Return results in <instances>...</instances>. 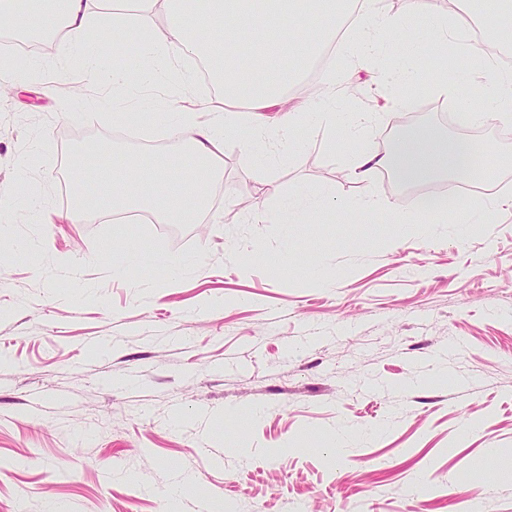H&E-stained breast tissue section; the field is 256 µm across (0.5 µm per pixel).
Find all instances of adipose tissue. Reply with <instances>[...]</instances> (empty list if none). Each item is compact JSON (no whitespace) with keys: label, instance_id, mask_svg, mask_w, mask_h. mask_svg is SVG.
<instances>
[{"label":"adipose tissue","instance_id":"1","mask_svg":"<svg viewBox=\"0 0 512 512\" xmlns=\"http://www.w3.org/2000/svg\"><path fill=\"white\" fill-rule=\"evenodd\" d=\"M59 9L46 7L45 0H32L33 7L23 18H16L14 0H0V18H13L19 29L31 32L61 30L63 52L82 58L92 81L133 86L140 84L143 68L111 65L104 55L92 54L88 37L104 18L112 20V38L122 41L130 22L120 8L106 10V0H58ZM144 14L163 7L168 18V34L148 36L140 48L144 59L165 57H204L209 61L213 78L224 89L228 110L220 111L217 121L201 124L196 120L198 104H181L164 112V122L172 137H187L188 157L178 163L155 162L151 169L152 189H144L143 166L128 158L118 171L100 174V201L97 209L76 208V216L94 222L103 212L136 215L149 212L161 224H196L210 208L208 187L222 181L224 169L216 157L226 133L242 126L241 111L280 112L293 120L297 111L289 107L278 68L281 59L303 63L316 58L325 49L316 20L336 18L337 0H205L204 11L195 12L186 0H139ZM359 28H373L390 38L397 58L413 61L424 43L447 46L458 43L461 50L482 57L481 49L461 41L449 30L442 15L414 13L391 17L375 8L361 7L353 20ZM453 99L470 121L484 124L512 118V73L498 75L493 95L473 99L462 92L458 83H450L439 74H418L403 83L398 97H387V108L404 105L419 95L424 86ZM469 146L463 141L437 143L429 130H415L401 137L386 152L366 148L353 153L349 167L352 175L372 182L381 169L418 182L440 171H453L458 177L470 178L466 166ZM332 207L334 214H345L347 204H333L331 195L317 188L283 202L273 214L277 224H304L310 213Z\"/></svg>","mask_w":512,"mask_h":512}]
</instances>
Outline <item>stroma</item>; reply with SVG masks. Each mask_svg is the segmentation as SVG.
<instances>
[{"instance_id": "stroma-1", "label": "stroma", "mask_w": 512, "mask_h": 512, "mask_svg": "<svg viewBox=\"0 0 512 512\" xmlns=\"http://www.w3.org/2000/svg\"><path fill=\"white\" fill-rule=\"evenodd\" d=\"M0 98V512H512V209L484 190L456 195L445 224L330 211L283 230L279 197L325 187L337 202L447 194L439 176L359 182L353 152L398 119L441 140L512 156V122H461L424 90L384 107L370 68L337 61L333 106L359 112L370 140L264 117L274 156L249 164L236 134L198 224L73 219L76 162L90 145L120 167L167 131L130 138L113 113L134 97L40 52ZM143 95L206 102L214 81L160 63ZM483 222L459 233V208ZM111 252H103L104 242ZM138 251L124 277L114 263ZM190 267L173 277L166 257ZM355 438L336 457L333 434ZM182 484L171 497L172 484Z\"/></svg>"}]
</instances>
